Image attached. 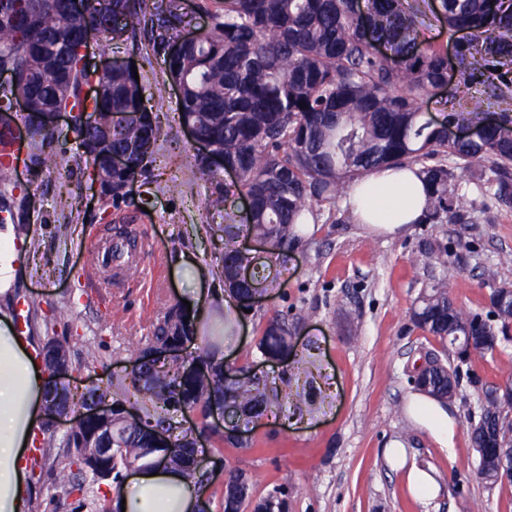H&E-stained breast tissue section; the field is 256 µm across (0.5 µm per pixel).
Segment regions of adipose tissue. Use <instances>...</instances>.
Here are the masks:
<instances>
[{
    "instance_id": "obj_1",
    "label": "adipose tissue",
    "mask_w": 512,
    "mask_h": 512,
    "mask_svg": "<svg viewBox=\"0 0 512 512\" xmlns=\"http://www.w3.org/2000/svg\"><path fill=\"white\" fill-rule=\"evenodd\" d=\"M424 198L421 176L406 168L356 182L349 204L358 223L395 234L420 219ZM42 371L10 320L0 318V512H22L24 507L27 430L38 417L48 382ZM112 506L125 512H204L206 502L188 476L160 470L132 477Z\"/></svg>"
}]
</instances>
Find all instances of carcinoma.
Returning <instances> with one entry per match:
<instances>
[{"instance_id": "1", "label": "carcinoma", "mask_w": 512, "mask_h": 512, "mask_svg": "<svg viewBox=\"0 0 512 512\" xmlns=\"http://www.w3.org/2000/svg\"><path fill=\"white\" fill-rule=\"evenodd\" d=\"M31 0H0V16L27 14L29 25L17 27L0 20V68L18 71L17 90L33 102L26 117L32 134L51 143L53 131L37 119L36 111L62 107L73 114V131L87 163L105 167L114 153H126L128 167L112 172L103 198H122L126 180L151 161L159 129L153 114L140 101L141 84L123 68L101 79L83 62V39H128L149 36L163 52L168 82L182 85L175 106L181 124L195 127L199 139L214 147L215 157L201 156L202 174L217 178L224 166L240 172L238 187L251 197L246 224L250 235L270 244L252 281L271 275L269 262L302 242L300 225L313 215L311 203L333 204L354 180H363L386 168L418 166L426 184L421 223L446 224L457 217L454 173L437 156L449 157L455 168L480 180L494 174L491 186L499 202L512 204V0H369L367 12L358 0H205L201 10L209 18L199 40L173 55L169 32L183 23L181 0H55L51 10L36 11ZM434 6L448 26V37L461 30L469 39L457 46L458 72L452 96L466 113L452 112L443 123L423 115L418 102L448 83V54L425 43L421 17ZM46 61L44 72L30 74L28 61ZM503 71H498V68ZM106 82L111 93L101 100L84 96L82 87ZM484 87L483 93L474 86ZM499 106L498 122L483 128L475 140H448V127L463 119L480 125L487 100ZM96 115L87 127L83 115ZM112 128V138L103 130ZM235 224L224 225V266L219 276L239 297L249 293L238 275L243 257ZM417 327L454 346L452 337L484 336L488 345L472 354L495 350L494 344L512 329L505 320L491 322L453 302L448 284L425 290L413 311ZM194 320L181 306L172 307L154 327L153 339L194 341ZM262 356L275 359L292 349L288 321L269 322L258 339ZM192 361L199 369L182 370L176 356L149 367L144 383L117 381L142 413L140 429L112 431V473L119 478L129 465L149 463L155 448H170V465L193 476L186 462L191 441L174 435L164 413L174 408L198 415L206 425L205 408L222 402L232 416L252 420L279 400L299 401L291 382L268 381L224 385V365L209 355ZM424 390L444 404L451 378L445 368L421 371ZM93 393L59 395L50 386L49 397L74 410ZM504 406L487 397L478 418L471 422L477 476L488 488L500 484L496 460L506 442ZM102 425L89 421L65 439L71 468L62 475L71 490L94 494L92 512H112L110 499L95 494L103 482L86 444Z\"/></svg>"}]
</instances>
